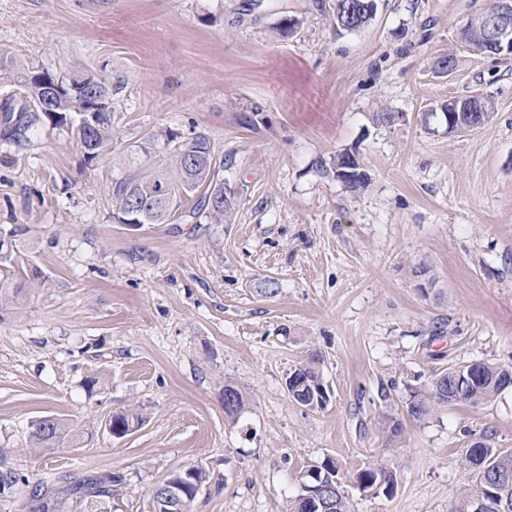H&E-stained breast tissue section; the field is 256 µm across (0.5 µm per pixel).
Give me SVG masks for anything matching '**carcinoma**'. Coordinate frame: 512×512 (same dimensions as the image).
Segmentation results:
<instances>
[{"instance_id":"carcinoma-1","label":"carcinoma","mask_w":512,"mask_h":512,"mask_svg":"<svg viewBox=\"0 0 512 512\" xmlns=\"http://www.w3.org/2000/svg\"><path fill=\"white\" fill-rule=\"evenodd\" d=\"M312 7L320 12L328 11L339 30L358 31L366 27L375 13L361 14L357 5L362 0H311ZM34 68H24L14 58L0 54V87L11 91L0 98V137L15 140L32 125L43 122L52 129L68 132L76 140L77 147L87 144L85 161L91 163L112 154V106L111 80L90 69L57 73L46 71L49 81L61 86L56 95L52 112L40 110L45 98V86L32 78ZM81 87L83 95L102 97L101 112L97 113L95 126L88 128L69 123V119L83 107V95L74 96L67 86ZM170 163L167 168L154 173L132 169L123 174L112 187L114 219L122 223L130 218L129 208L138 205L145 211L144 223L165 224L178 215L188 223H196L205 217L216 224L224 223L235 212L239 203V191L224 183V161L216 159L209 136L193 132L190 136L173 135L168 139ZM13 241H0V308H6L18 297L22 286L14 284L11 268L14 267ZM460 367L450 368L436 375L421 391H415L406 401L407 412L414 419L428 415L436 406L465 402L487 404L502 393V381L512 374V366L480 362L476 372L465 376L459 387H454L453 377ZM287 388L298 386L295 401L311 410H321V388L325 387L316 362L310 360L295 367L290 374ZM141 417L132 410L120 411L109 419V431L121 437L131 428L140 425ZM68 435L67 426L51 416L36 420L31 427L32 442L38 448L51 450L63 443ZM319 476L336 486V508L332 512H352L349 492L336 461L326 458L311 466ZM465 470L472 490L461 493L449 506L448 512H472V502L484 495L488 508L496 512L501 497L512 498V483L501 484L499 475L512 477V451L498 450L488 442H474L466 451ZM11 475L24 490L20 507L22 512H87L90 505L101 499L112 498L113 487L121 477L112 473L69 474L52 481L40 479L34 482L16 469ZM166 479L183 485V492L175 509L164 508L165 490L151 491L156 512H191L200 488L207 481L200 467L177 469ZM356 489L361 493L390 496L395 489L394 472L382 465L366 466L352 476Z\"/></svg>"}]
</instances>
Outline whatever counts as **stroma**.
<instances>
[{
    "label": "stroma",
    "mask_w": 512,
    "mask_h": 512,
    "mask_svg": "<svg viewBox=\"0 0 512 512\" xmlns=\"http://www.w3.org/2000/svg\"><path fill=\"white\" fill-rule=\"evenodd\" d=\"M489 3L377 0L349 33L310 0H0V53L111 79L118 153L84 164L41 123L0 139V233L15 234L23 286L0 310L12 466L121 476L92 512H155L152 488L197 466L209 480L193 512H288L298 473L324 458L346 479L387 462L393 496L350 489L353 512H448L474 435L512 451L510 390L420 420L405 408L454 364L512 366V59L459 39ZM287 16L299 25L283 38ZM441 53L452 75L434 70ZM472 94L492 118L448 133L441 104ZM194 130L240 192L232 223H116L129 146L152 141L151 172L168 132ZM345 152L364 185L336 178ZM313 357L330 390L314 412L285 386ZM228 381L250 399L235 418ZM127 409L143 423L111 436ZM45 416L73 437L31 450Z\"/></svg>",
    "instance_id": "stroma-1"
}]
</instances>
